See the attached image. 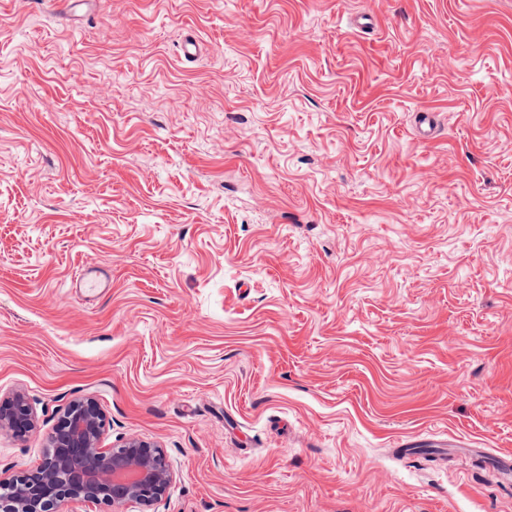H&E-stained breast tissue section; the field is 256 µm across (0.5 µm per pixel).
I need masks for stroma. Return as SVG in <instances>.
Returning <instances> with one entry per match:
<instances>
[{"label":"stroma","instance_id":"35a3bbf8","mask_svg":"<svg viewBox=\"0 0 512 512\" xmlns=\"http://www.w3.org/2000/svg\"><path fill=\"white\" fill-rule=\"evenodd\" d=\"M15 391L2 477L86 397L164 449L124 512H512V0H0ZM38 429V419L22 393L0 398V432L25 440Z\"/></svg>","mask_w":512,"mask_h":512}]
</instances>
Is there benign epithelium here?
Listing matches in <instances>:
<instances>
[{
    "mask_svg": "<svg viewBox=\"0 0 512 512\" xmlns=\"http://www.w3.org/2000/svg\"><path fill=\"white\" fill-rule=\"evenodd\" d=\"M106 425L96 399L70 403L46 437L39 466L0 479V512H53L65 499L122 512L128 503L150 507L161 500L173 480L163 449L137 439L106 448ZM37 429L23 394L0 398V432L24 440Z\"/></svg>",
    "mask_w": 512,
    "mask_h": 512,
    "instance_id": "benign-epithelium-1",
    "label": "benign epithelium"
}]
</instances>
